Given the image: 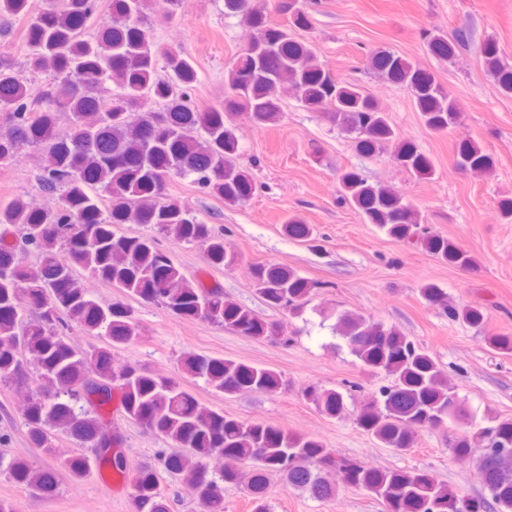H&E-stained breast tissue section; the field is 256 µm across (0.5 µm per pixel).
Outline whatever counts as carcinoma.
<instances>
[{
    "mask_svg": "<svg viewBox=\"0 0 512 512\" xmlns=\"http://www.w3.org/2000/svg\"><path fill=\"white\" fill-rule=\"evenodd\" d=\"M95 9L96 0H41L32 15L30 0H0L1 17L28 18L26 68L53 74V81L34 95L14 63L0 57V124L5 125L0 129V166L13 164L25 147L37 151L40 185L57 196L52 207H36L18 197L0 209V382L28 389L23 422L32 447L53 452L54 431L60 429L77 443L93 445L97 460L125 472L126 460L112 453L99 418L75 410L82 400L106 402L116 390L129 419L186 450L160 457L165 469L183 476L205 512H224V488L244 482L253 512H270L267 476L273 472L321 501L335 496L327 475L337 474L344 485L380 500L387 512H512L511 419L492 421L475 438L464 433L451 439L453 455L476 460L485 493L469 495L424 470L382 469L338 457L312 436L207 408L172 378L145 367L113 365L112 349L136 340L140 323L123 303L96 301L87 281L77 275L79 269L176 315L204 319L244 337L288 341L283 325L260 319L221 289L188 280L154 236L116 231L121 224H145L178 244L202 246L211 266L232 265L235 255L225 249L224 234L166 198L165 191L172 177L192 176L227 204H241L253 195L251 175L238 163L233 117L244 115L256 126L278 121L283 113L279 90L289 88L304 106L325 110L354 134L360 152L391 145L395 160L416 178L430 179L435 169L425 153L399 139L369 92L331 79L310 44L271 23L251 0H224V13L241 17L255 44L243 49L226 71L224 106L206 111L188 100L187 89L198 79L195 68L158 45L148 0H112L99 33L87 37L86 23ZM275 10L295 26H308L302 0H275ZM459 41V35L451 41L433 34L427 47L449 58ZM483 64L495 91L512 96V63L492 42L483 47ZM370 66L410 94L428 128L444 131L458 122L454 99L433 73L392 51L375 53ZM162 70L167 76L159 75ZM150 102L159 108L145 109ZM64 112L71 125L61 132L58 122ZM455 156L470 172L487 173L493 167L491 156L470 139L457 143ZM340 183L341 200L390 237L450 264H473L472 256L454 242L428 231L419 213L393 189L354 172L344 173ZM103 197L112 200L107 210L101 206ZM16 226L20 240L6 242ZM32 249L40 257L35 267L23 261ZM253 282L269 306L290 312L301 309L314 288L278 264L254 266ZM421 295L443 305L452 321L472 326L486 322L483 307L450 305L434 284L421 288ZM63 314L86 335L104 338L106 345L73 347L59 334ZM334 330L366 371L389 379L356 418L384 447L405 452L414 446L418 430L443 429L469 418L428 351L397 330L347 313L338 316ZM180 365L186 375L226 395L286 388L281 374L244 362L188 354ZM304 395L329 417L345 413L344 396L335 389L309 386ZM217 452L224 467L213 473L207 460ZM68 467L81 478L90 471L91 460L76 454ZM8 470L17 484L45 493L55 490L49 471L22 459L9 462ZM133 512H171L149 466L136 474Z\"/></svg>",
    "mask_w": 512,
    "mask_h": 512,
    "instance_id": "obj_1",
    "label": "carcinoma"
}]
</instances>
